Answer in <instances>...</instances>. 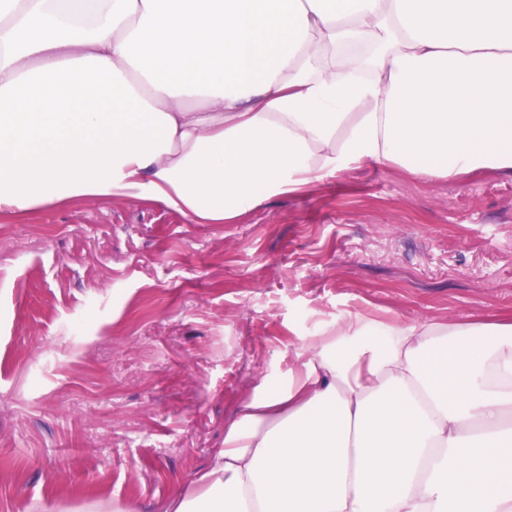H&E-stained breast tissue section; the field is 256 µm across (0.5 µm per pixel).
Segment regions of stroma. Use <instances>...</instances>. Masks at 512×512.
Instances as JSON below:
<instances>
[{
    "label": "stroma",
    "mask_w": 512,
    "mask_h": 512,
    "mask_svg": "<svg viewBox=\"0 0 512 512\" xmlns=\"http://www.w3.org/2000/svg\"><path fill=\"white\" fill-rule=\"evenodd\" d=\"M512 312V179L363 163L224 224L112 196L0 215V512H160L301 339Z\"/></svg>",
    "instance_id": "35a3bbf8"
}]
</instances>
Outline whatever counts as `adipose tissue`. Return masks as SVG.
<instances>
[{"instance_id":"obj_1","label":"adipose tissue","mask_w":512,"mask_h":512,"mask_svg":"<svg viewBox=\"0 0 512 512\" xmlns=\"http://www.w3.org/2000/svg\"><path fill=\"white\" fill-rule=\"evenodd\" d=\"M364 162L512 178V0H0V212L221 224ZM306 337L163 512H512V314Z\"/></svg>"}]
</instances>
